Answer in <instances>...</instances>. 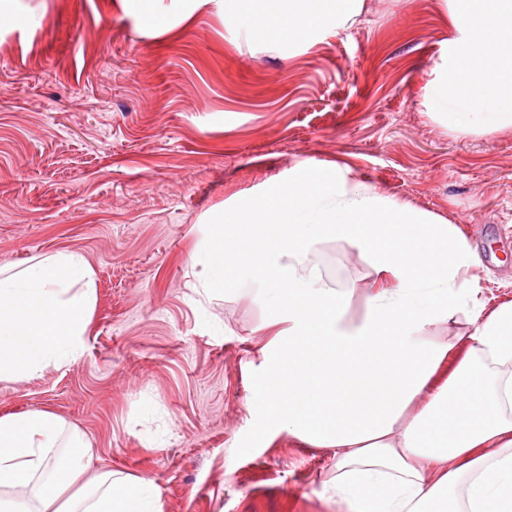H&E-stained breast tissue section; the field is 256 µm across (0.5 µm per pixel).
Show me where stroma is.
Segmentation results:
<instances>
[{
	"mask_svg": "<svg viewBox=\"0 0 512 512\" xmlns=\"http://www.w3.org/2000/svg\"><path fill=\"white\" fill-rule=\"evenodd\" d=\"M184 8L0 5V267L76 251L97 295L83 357L0 383V416L57 414L91 468L151 481L162 512H336L333 449L251 422L268 310L244 277L193 291L203 220L296 165H345L471 229L483 296L512 301V130L458 137L426 114L440 0H366L290 53Z\"/></svg>",
	"mask_w": 512,
	"mask_h": 512,
	"instance_id": "35a3bbf8",
	"label": "stroma"
}]
</instances>
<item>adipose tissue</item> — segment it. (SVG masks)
I'll return each instance as SVG.
<instances>
[{
	"mask_svg": "<svg viewBox=\"0 0 512 512\" xmlns=\"http://www.w3.org/2000/svg\"><path fill=\"white\" fill-rule=\"evenodd\" d=\"M450 36L426 85L450 132L512 129V0H442ZM366 0H233L250 37L283 46L352 27ZM336 243L360 284L327 283ZM198 292L251 274L272 338L254 383L266 427L336 460V512H512V301L486 308L481 261L459 225L305 163L211 216L191 255ZM96 305L85 257L58 251L0 269V382L78 361ZM85 434L44 410L0 416V512H162L157 489L86 473ZM324 274L329 279L336 278V265L345 270L347 267V276L352 279L359 271H361L363 262L357 256L345 255L339 248L336 247V243L330 242L325 244L317 258ZM327 262H331V266H335V272L330 269Z\"/></svg>",
	"mask_w": 512,
	"mask_h": 512,
	"instance_id": "ef3b65f1",
	"label": "adipose tissue"
}]
</instances>
